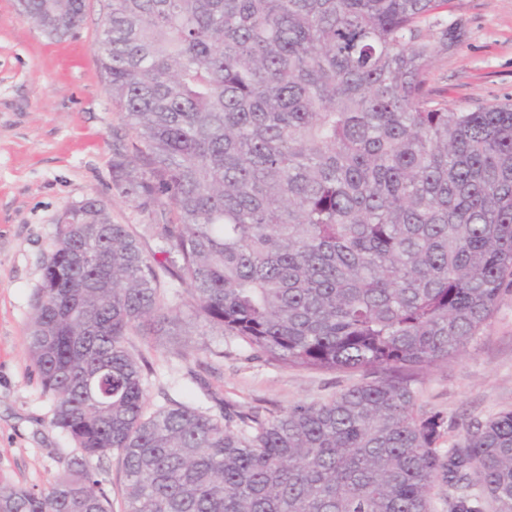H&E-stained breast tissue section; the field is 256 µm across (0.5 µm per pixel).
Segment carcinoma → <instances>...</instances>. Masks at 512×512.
Listing matches in <instances>:
<instances>
[{
    "label": "carcinoma",
    "instance_id": "1",
    "mask_svg": "<svg viewBox=\"0 0 512 512\" xmlns=\"http://www.w3.org/2000/svg\"><path fill=\"white\" fill-rule=\"evenodd\" d=\"M449 0H108L98 59L135 134L118 191L163 203L159 253L90 198L56 225L27 348L75 444L0 512H512V410L439 447L406 377L273 419L147 407L129 336L166 309L286 368L413 374L466 351L512 293V105L429 85ZM50 37L85 0H20ZM185 287L167 308L168 288ZM97 478L102 481V488L112 496V499L115 498L114 504L117 512L119 510V506L116 499L117 492L121 484V472L115 457H112V459L109 460H104L99 465Z\"/></svg>",
    "mask_w": 512,
    "mask_h": 512
}]
</instances>
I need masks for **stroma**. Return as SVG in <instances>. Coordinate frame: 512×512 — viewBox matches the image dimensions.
I'll return each instance as SVG.
<instances>
[{"instance_id":"35a3bbf8","label":"stroma","mask_w":512,"mask_h":512,"mask_svg":"<svg viewBox=\"0 0 512 512\" xmlns=\"http://www.w3.org/2000/svg\"><path fill=\"white\" fill-rule=\"evenodd\" d=\"M107 0H86L80 28L61 40L23 16L18 0H0V485L41 488L74 453L52 427L46 395L27 350L43 263L65 214L89 198L127 224L147 252L160 207L121 195L112 160L134 133L100 75L96 42ZM447 23L461 35L437 58L429 83L449 108L512 103V0H451ZM131 353L147 362L151 408L175 399L202 409L215 399L244 414L284 413L371 381L368 372L284 368L219 336L133 334ZM418 405L445 422L442 447L463 442L472 425L512 410V294L460 356L412 382Z\"/></svg>"}]
</instances>
